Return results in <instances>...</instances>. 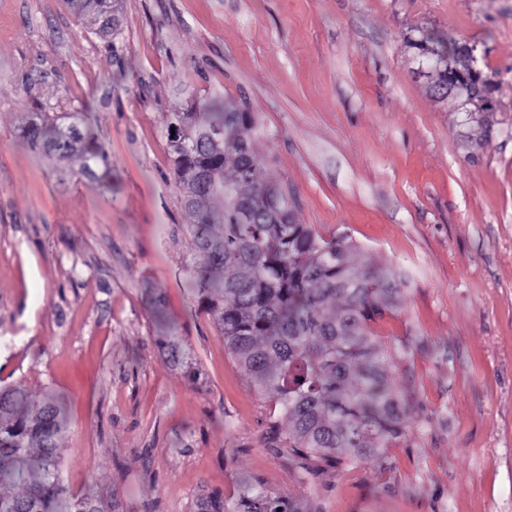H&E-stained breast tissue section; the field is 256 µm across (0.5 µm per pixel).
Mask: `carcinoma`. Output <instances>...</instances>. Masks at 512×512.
Instances as JSON below:
<instances>
[{
    "label": "carcinoma",
    "mask_w": 512,
    "mask_h": 512,
    "mask_svg": "<svg viewBox=\"0 0 512 512\" xmlns=\"http://www.w3.org/2000/svg\"><path fill=\"white\" fill-rule=\"evenodd\" d=\"M122 0H66L92 17L96 34L118 38ZM419 62L445 89L463 77L448 69V42H413ZM81 112H29L24 131L38 152L83 174L108 170L107 150L81 128ZM254 118L220 96L190 95L169 113L166 135L181 204L192 218L186 279L224 336L254 390L278 406L276 446L306 479L320 465L377 457L399 438L406 409L388 386L389 365L371 323L391 311L388 270L365 265L347 236L326 239L296 218L288 190L253 156ZM162 342L173 362L191 359L175 337ZM68 421L51 394L0 389V512H122L117 497L76 495L61 477ZM194 512H312L299 495L253 480L230 502L197 497Z\"/></svg>",
    "instance_id": "1"
}]
</instances>
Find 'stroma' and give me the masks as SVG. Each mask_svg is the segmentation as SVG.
<instances>
[{
	"instance_id": "35a3bbf8",
	"label": "stroma",
	"mask_w": 512,
	"mask_h": 512,
	"mask_svg": "<svg viewBox=\"0 0 512 512\" xmlns=\"http://www.w3.org/2000/svg\"><path fill=\"white\" fill-rule=\"evenodd\" d=\"M118 40L63 0H0V386L50 392L63 478L124 512H192L243 482L317 512H512V0H123ZM478 43L496 112H458L407 37ZM254 115L300 223L347 235L398 304L373 326L408 425L305 481L277 412L198 306L165 135L188 91ZM84 112L105 180L33 150L23 117ZM173 336L191 366L169 363Z\"/></svg>"
}]
</instances>
